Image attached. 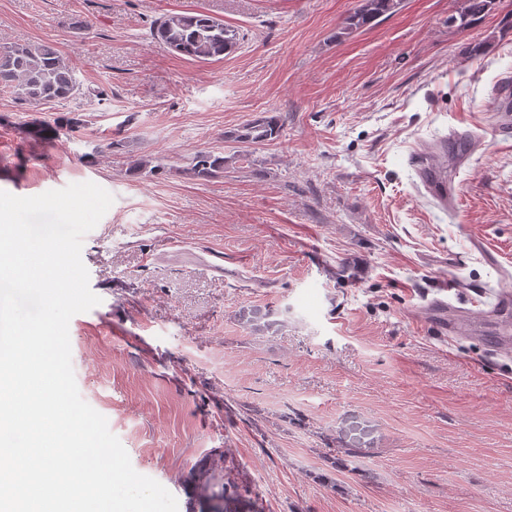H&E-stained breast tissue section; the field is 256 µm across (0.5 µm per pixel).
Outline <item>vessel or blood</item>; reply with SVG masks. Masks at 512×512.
<instances>
[{
  "label": "vessel or blood",
  "mask_w": 512,
  "mask_h": 512,
  "mask_svg": "<svg viewBox=\"0 0 512 512\" xmlns=\"http://www.w3.org/2000/svg\"><path fill=\"white\" fill-rule=\"evenodd\" d=\"M418 177L428 197L443 209H454L456 190L438 167L423 164ZM426 309L430 321L451 337H478L486 334L488 325L496 331L488 334L494 352H512V291L498 292L492 303L471 302L464 304L449 300L447 287H440L428 300Z\"/></svg>",
  "instance_id": "b4317fda"
}]
</instances>
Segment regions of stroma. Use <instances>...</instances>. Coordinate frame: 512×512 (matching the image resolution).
Masks as SVG:
<instances>
[{"mask_svg": "<svg viewBox=\"0 0 512 512\" xmlns=\"http://www.w3.org/2000/svg\"><path fill=\"white\" fill-rule=\"evenodd\" d=\"M355 5L0 0V45L53 46L83 84L44 105L0 89V191L112 194L83 241L101 302L70 321L72 366L178 512L216 452L231 512H512V357L441 335L425 309L445 280L512 289V0L462 33L459 0H403L341 34ZM168 12L239 42L187 59L152 36ZM268 114L283 131L254 163L189 175ZM69 117L82 126L52 141L26 134ZM454 130L482 148L458 152ZM427 150L456 214L417 187ZM253 309L287 328L251 332L238 315ZM224 154H215V152H199L193 158V164L189 173L196 179H208L218 173H224L225 163L228 161Z\"/></svg>", "mask_w": 512, "mask_h": 512, "instance_id": "obj_1", "label": "stroma"}]
</instances>
